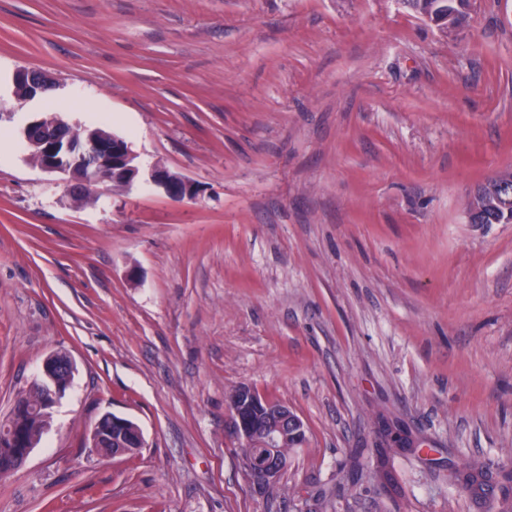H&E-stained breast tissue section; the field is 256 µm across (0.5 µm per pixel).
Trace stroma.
<instances>
[{
	"instance_id": "35a3bbf8",
	"label": "stroma",
	"mask_w": 512,
	"mask_h": 512,
	"mask_svg": "<svg viewBox=\"0 0 512 512\" xmlns=\"http://www.w3.org/2000/svg\"><path fill=\"white\" fill-rule=\"evenodd\" d=\"M49 116L195 197L73 196L22 137ZM0 138V420L48 353L77 366L0 512H487L448 462L512 459V224L468 219L512 169V0L445 33L399 0H0ZM242 385L306 427L264 493ZM107 412L145 447L91 454ZM15 83L18 92H25L27 95H32L33 93L44 94L53 88V82L49 77L40 72L26 69L17 71Z\"/></svg>"
}]
</instances>
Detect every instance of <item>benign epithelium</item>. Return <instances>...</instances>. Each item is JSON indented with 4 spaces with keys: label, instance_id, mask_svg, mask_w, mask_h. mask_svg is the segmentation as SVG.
Returning <instances> with one entry per match:
<instances>
[{
    "label": "benign epithelium",
    "instance_id": "7a95c632",
    "mask_svg": "<svg viewBox=\"0 0 512 512\" xmlns=\"http://www.w3.org/2000/svg\"><path fill=\"white\" fill-rule=\"evenodd\" d=\"M15 83L18 91L28 95L43 94L53 88L49 77L26 69L17 71ZM24 137L42 170L64 174L77 186L112 183L130 190L144 183L162 188L174 200L196 194L193 182L182 175L158 166L141 169L126 140L100 128H86L83 137L76 139L64 121L41 118L26 127ZM75 372V361L65 351H53L44 358L40 385L48 397L43 408L45 419L51 418L52 407ZM228 410L230 431L247 454L250 481L260 489L271 487L288 466L283 449L298 448L306 440L303 420L288 405L263 397L246 385L230 393ZM0 423L5 425L0 439L19 445V463H24L39 440L23 437L12 415ZM106 444L110 445L112 456L131 455L144 447L145 441L134 421L108 412L95 424L89 448L101 454Z\"/></svg>",
    "mask_w": 512,
    "mask_h": 512
}]
</instances>
